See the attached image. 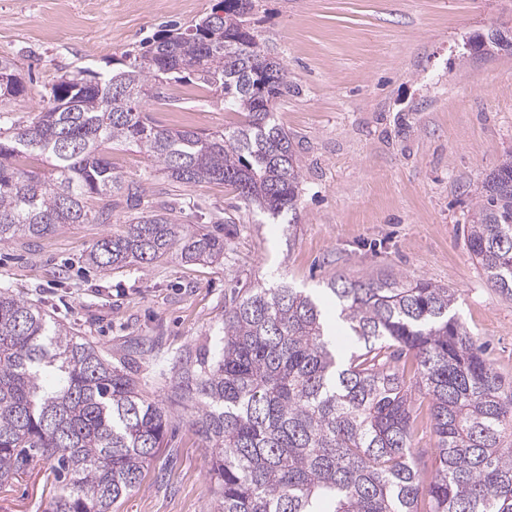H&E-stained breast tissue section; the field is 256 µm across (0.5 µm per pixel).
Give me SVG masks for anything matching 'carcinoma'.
<instances>
[{
	"instance_id": "cac0c4a2",
	"label": "carcinoma",
	"mask_w": 512,
	"mask_h": 512,
	"mask_svg": "<svg viewBox=\"0 0 512 512\" xmlns=\"http://www.w3.org/2000/svg\"><path fill=\"white\" fill-rule=\"evenodd\" d=\"M255 0H221L186 29L167 25L123 67L60 78L23 127H0V244L41 238L63 224H108L121 205L124 230L99 239L86 263L102 270L224 258V235L184 224L174 208L138 209L145 188L127 185L101 146L144 151L165 177L224 183L272 219L296 213L301 167L292 137L274 121L288 93L283 62L250 25ZM194 75L243 115L229 132L156 125L144 91ZM0 102L26 91L16 63L0 56ZM34 153L49 176L19 167ZM97 201V209L87 201ZM471 259L512 300V158L482 182L467 225ZM326 298L331 324L294 288H233L214 350L173 366L174 396L213 449L222 512H512V382L464 326L452 288L426 280L337 275ZM119 364L36 305L0 289V486L37 460L49 465L48 512H112L140 484L163 446L171 413L147 399ZM44 372L59 375L49 391ZM428 399L435 444H413L415 393Z\"/></svg>"
}]
</instances>
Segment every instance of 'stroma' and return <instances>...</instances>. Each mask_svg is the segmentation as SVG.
I'll return each instance as SVG.
<instances>
[{"label":"stroma","mask_w":512,"mask_h":512,"mask_svg":"<svg viewBox=\"0 0 512 512\" xmlns=\"http://www.w3.org/2000/svg\"><path fill=\"white\" fill-rule=\"evenodd\" d=\"M219 0H0V56L14 59L26 92L7 124L25 125L62 77L102 73L139 52L160 25L182 27ZM258 31L288 70L274 109L301 160L295 220L268 222L228 186L186 187L152 172L133 146H105L124 182L175 207L186 224L233 214L228 253L213 264L170 257L103 271L84 255L108 224H66L47 237L0 245V289L36 304L112 358L136 344L143 394L168 403L167 447L112 512H218L212 451L169 403L175 359L206 344L231 286L263 283L318 291L332 277L368 273L455 289L465 326L512 379V300L491 288L464 227L485 177L512 154V49L474 52L472 40L512 38V0H257ZM156 124L207 133L238 126L223 95L196 79L150 90ZM44 463L0 489V512H47Z\"/></svg>","instance_id":"stroma-1"}]
</instances>
